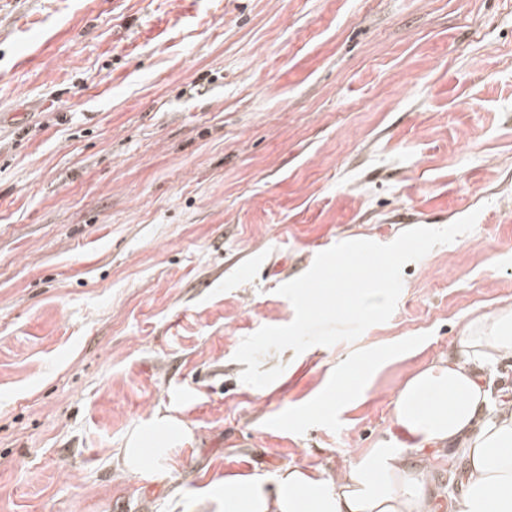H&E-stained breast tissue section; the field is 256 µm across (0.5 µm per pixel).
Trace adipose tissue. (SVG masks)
I'll return each instance as SVG.
<instances>
[{
    "mask_svg": "<svg viewBox=\"0 0 512 512\" xmlns=\"http://www.w3.org/2000/svg\"><path fill=\"white\" fill-rule=\"evenodd\" d=\"M510 357L512 307L476 316L397 393L394 423L412 446L380 438L330 476L298 466L225 476L224 512H512V402L491 396L496 367ZM177 431L170 417L154 415L148 431L128 438L124 467L140 469ZM442 452L463 473L459 493L418 479Z\"/></svg>",
    "mask_w": 512,
    "mask_h": 512,
    "instance_id": "1",
    "label": "adipose tissue"
}]
</instances>
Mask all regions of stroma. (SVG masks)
<instances>
[{
  "label": "stroma",
  "instance_id": "1",
  "mask_svg": "<svg viewBox=\"0 0 512 512\" xmlns=\"http://www.w3.org/2000/svg\"><path fill=\"white\" fill-rule=\"evenodd\" d=\"M477 213L355 342L234 359L333 245ZM512 306V0H0V512L336 472ZM189 438L125 471L156 412Z\"/></svg>",
  "mask_w": 512,
  "mask_h": 512
}]
</instances>
